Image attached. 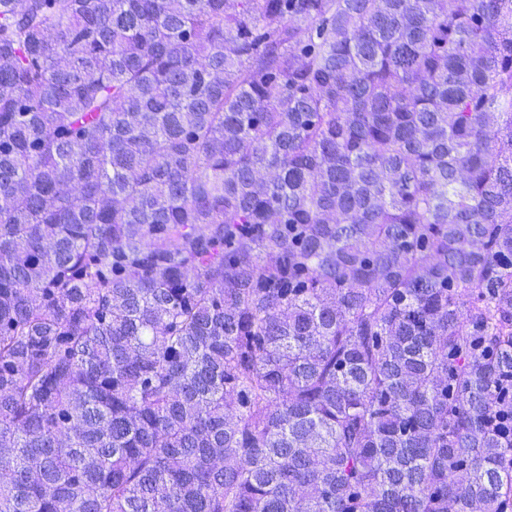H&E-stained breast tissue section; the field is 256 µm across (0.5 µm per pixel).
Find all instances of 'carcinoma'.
Here are the masks:
<instances>
[{"label": "carcinoma", "mask_w": 512, "mask_h": 512, "mask_svg": "<svg viewBox=\"0 0 512 512\" xmlns=\"http://www.w3.org/2000/svg\"><path fill=\"white\" fill-rule=\"evenodd\" d=\"M0 512H512V0H0Z\"/></svg>", "instance_id": "carcinoma-1"}]
</instances>
